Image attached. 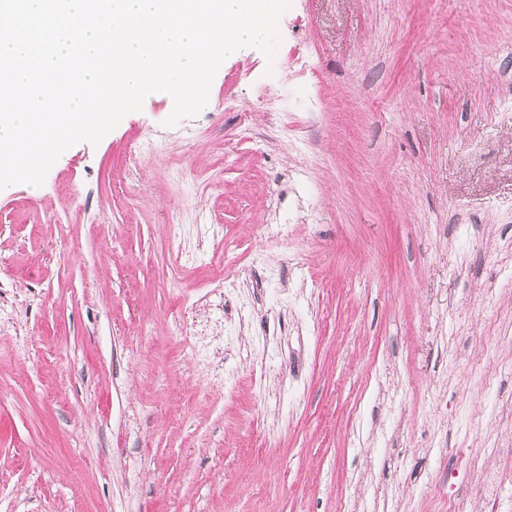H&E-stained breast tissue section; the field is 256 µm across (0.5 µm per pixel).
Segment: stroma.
Returning <instances> with one entry per match:
<instances>
[{
  "mask_svg": "<svg viewBox=\"0 0 512 512\" xmlns=\"http://www.w3.org/2000/svg\"><path fill=\"white\" fill-rule=\"evenodd\" d=\"M279 28L0 195V512H512V0Z\"/></svg>",
  "mask_w": 512,
  "mask_h": 512,
  "instance_id": "stroma-1",
  "label": "stroma"
}]
</instances>
